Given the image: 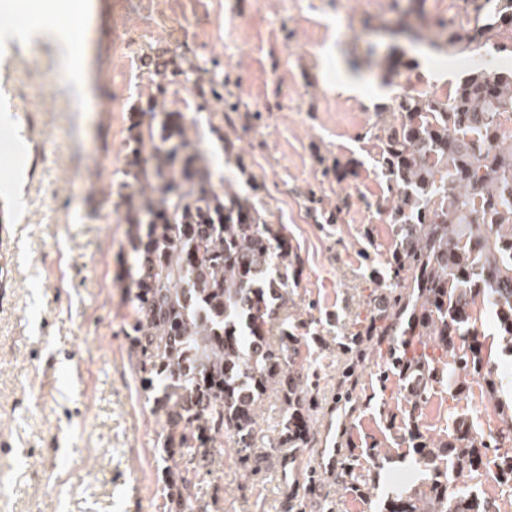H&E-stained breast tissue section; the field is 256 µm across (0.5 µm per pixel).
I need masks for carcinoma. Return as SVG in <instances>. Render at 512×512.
I'll return each mask as SVG.
<instances>
[{
	"label": "carcinoma",
	"instance_id": "1",
	"mask_svg": "<svg viewBox=\"0 0 512 512\" xmlns=\"http://www.w3.org/2000/svg\"><path fill=\"white\" fill-rule=\"evenodd\" d=\"M465 23L432 24V44L454 57L491 45L512 56V0H469ZM186 55L161 48L149 56L157 75L186 73ZM407 63L391 53L383 79ZM201 96H221L213 75L197 84ZM397 121L378 136L377 163L388 182L396 248L389 267L371 271L373 282L398 291L365 326L373 336H399L402 354L391 358L404 374H421L411 397L420 408L434 384L463 392L479 380L500 425L478 433L466 418L455 433L434 441L410 424L419 462L429 471L423 489L395 492L382 512H493L463 479L487 470L497 449L496 481L512 484V403L499 399V376L479 340L474 309L489 303L497 335L512 354V67L476 64L446 98L406 94ZM187 136L185 116L167 112L159 98L139 105L127 137L122 196L130 225V260L124 261L132 315L124 334L140 353L145 389L164 417L161 448L207 467L212 448L228 438L242 464L262 459L256 448V404L275 391L288 414L281 442L310 443L314 403L293 367L300 358L295 334L284 325L279 342L269 326L288 306V264L279 249L287 227L267 222L248 200L216 191ZM429 340L444 353L408 355L414 341ZM447 459L449 468L438 462ZM164 478L189 512L191 482L167 468Z\"/></svg>",
	"mask_w": 512,
	"mask_h": 512
}]
</instances>
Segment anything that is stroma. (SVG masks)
Instances as JSON below:
<instances>
[{
  "label": "stroma",
  "mask_w": 512,
  "mask_h": 512,
  "mask_svg": "<svg viewBox=\"0 0 512 512\" xmlns=\"http://www.w3.org/2000/svg\"><path fill=\"white\" fill-rule=\"evenodd\" d=\"M413 0H93L73 42L87 48L91 96L77 103L51 34L0 40V512H184L163 482L164 419L144 390L122 332L130 312L120 277L129 249L116 190L124 180L133 105L156 91L145 58L185 50L192 69L166 82L165 106L182 110L215 186L248 199L288 228V323L299 336L300 374L318 403L307 448L279 447L286 407L268 393L257 413L259 473L216 449L190 472L203 500L228 512H380L392 486L411 492L427 476L409 446L410 382L380 356L353 359L347 344L390 291L369 279L394 248L387 181L375 163L380 128L393 121L401 81L384 82L391 48L405 51L418 91L447 95L471 64L439 56L405 31ZM224 76L230 99L201 100L204 71ZM354 80L358 94L337 93ZM234 103L248 123L227 124ZM351 175L337 181V166ZM351 204L334 222L338 197ZM480 382L463 394L430 388L418 414L427 436L446 438L457 417L477 429L499 419L480 406ZM345 422L333 475L311 477L329 424ZM386 455L377 463L370 454ZM317 492H310V481Z\"/></svg>",
  "instance_id": "1"
}]
</instances>
